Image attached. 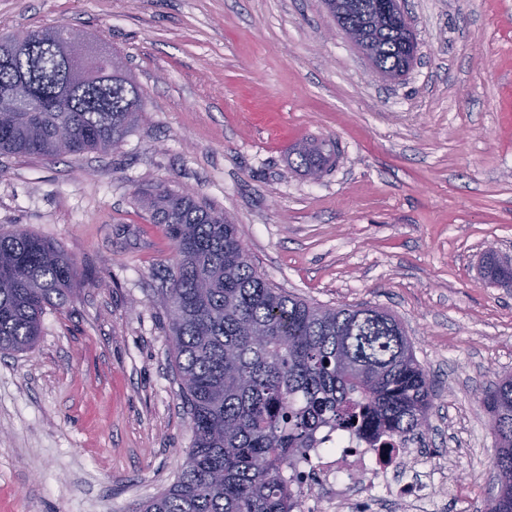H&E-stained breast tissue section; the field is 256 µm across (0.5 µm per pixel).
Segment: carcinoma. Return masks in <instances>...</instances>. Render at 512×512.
Listing matches in <instances>:
<instances>
[{"instance_id":"obj_1","label":"carcinoma","mask_w":512,"mask_h":512,"mask_svg":"<svg viewBox=\"0 0 512 512\" xmlns=\"http://www.w3.org/2000/svg\"><path fill=\"white\" fill-rule=\"evenodd\" d=\"M60 28L0 38V95L35 87L30 108L0 112V155L56 157L115 150L146 111L126 70L78 80L60 59ZM376 59L398 70L405 48L393 25L371 30ZM316 176L326 142L294 149ZM134 196L174 243L164 290L174 370L193 442L175 482L135 512H292L283 470L315 447L325 425L377 439L421 438L435 388L400 322L370 306L326 307L273 286L252 263L236 224L165 184ZM482 274L512 285V267L487 253ZM79 285L51 241L0 231V354L37 342L47 309ZM492 463L512 484V377L486 388Z\"/></svg>"}]
</instances>
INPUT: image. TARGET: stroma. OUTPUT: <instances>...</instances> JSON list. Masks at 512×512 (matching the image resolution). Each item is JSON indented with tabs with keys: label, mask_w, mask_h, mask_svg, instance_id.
Instances as JSON below:
<instances>
[{
	"label": "stroma",
	"mask_w": 512,
	"mask_h": 512,
	"mask_svg": "<svg viewBox=\"0 0 512 512\" xmlns=\"http://www.w3.org/2000/svg\"><path fill=\"white\" fill-rule=\"evenodd\" d=\"M416 60L375 80L324 0H0V37L64 24L117 51L146 103L118 150L0 156V229L72 258L81 285L36 346L0 357V512H134L191 446L162 290L174 244L138 184L237 224L275 287L403 324L437 398L422 453L479 512L492 470L479 397L512 375V0H405ZM336 146L316 178L305 140ZM482 274L493 285L509 288L512 281V267L505 264L496 253H487L482 261Z\"/></svg>",
	"instance_id": "stroma-1"
}]
</instances>
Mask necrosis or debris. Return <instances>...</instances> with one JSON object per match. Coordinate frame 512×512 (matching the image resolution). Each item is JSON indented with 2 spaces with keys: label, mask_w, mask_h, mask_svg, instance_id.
Instances as JSON below:
<instances>
[{
  "label": "necrosis or debris",
  "mask_w": 512,
  "mask_h": 512,
  "mask_svg": "<svg viewBox=\"0 0 512 512\" xmlns=\"http://www.w3.org/2000/svg\"><path fill=\"white\" fill-rule=\"evenodd\" d=\"M306 462L289 470L287 488L297 500V512H346L354 488L367 497L369 512L379 504L400 500L412 512H433V489L446 485V473L429 468L424 481H403L400 471L415 469L419 459L409 445L391 440L382 446L361 435L326 427Z\"/></svg>",
  "instance_id": "4bbe7bcc"
}]
</instances>
